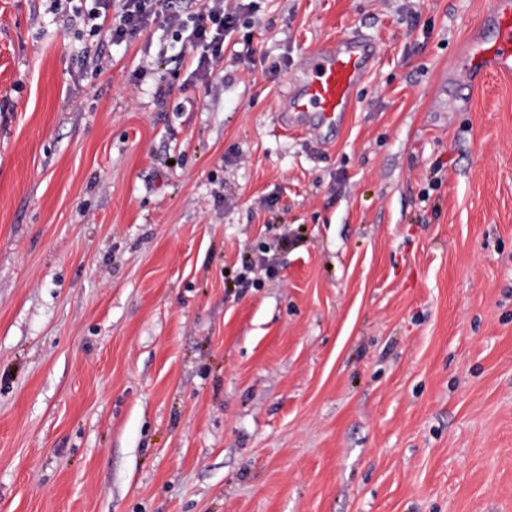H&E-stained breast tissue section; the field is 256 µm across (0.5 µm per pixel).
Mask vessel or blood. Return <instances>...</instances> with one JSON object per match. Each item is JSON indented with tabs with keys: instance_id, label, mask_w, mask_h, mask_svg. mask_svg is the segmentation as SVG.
Segmentation results:
<instances>
[{
	"instance_id": "vessel-or-blood-1",
	"label": "vessel or blood",
	"mask_w": 512,
	"mask_h": 512,
	"mask_svg": "<svg viewBox=\"0 0 512 512\" xmlns=\"http://www.w3.org/2000/svg\"><path fill=\"white\" fill-rule=\"evenodd\" d=\"M499 32L496 43L474 40L469 58L479 72H512V0H496L492 9ZM376 58L373 40L355 30L327 42L308 55L283 92L280 109L299 116H317L321 125L341 126L352 110L356 90Z\"/></svg>"
}]
</instances>
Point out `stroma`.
Masks as SVG:
<instances>
[{
    "mask_svg": "<svg viewBox=\"0 0 512 512\" xmlns=\"http://www.w3.org/2000/svg\"><path fill=\"white\" fill-rule=\"evenodd\" d=\"M491 6L256 0L203 86L161 25L0 0V512H512ZM355 28L319 144L280 98ZM375 58V44L361 30L319 46L304 59L297 76L283 92L280 112L298 117L314 114L323 126H341Z\"/></svg>",
    "mask_w": 512,
    "mask_h": 512,
    "instance_id": "1",
    "label": "stroma"
}]
</instances>
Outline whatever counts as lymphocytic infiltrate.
Instances as JSON below:
<instances>
[{"instance_id":"obj_1","label":"lymphocytic infiltrate","mask_w":512,"mask_h":512,"mask_svg":"<svg viewBox=\"0 0 512 512\" xmlns=\"http://www.w3.org/2000/svg\"><path fill=\"white\" fill-rule=\"evenodd\" d=\"M91 6L79 11L91 31H99L102 20H110L112 42L123 43L163 21L173 42L194 66L193 75L202 83L224 59L228 36L252 23L253 0H90Z\"/></svg>"}]
</instances>
